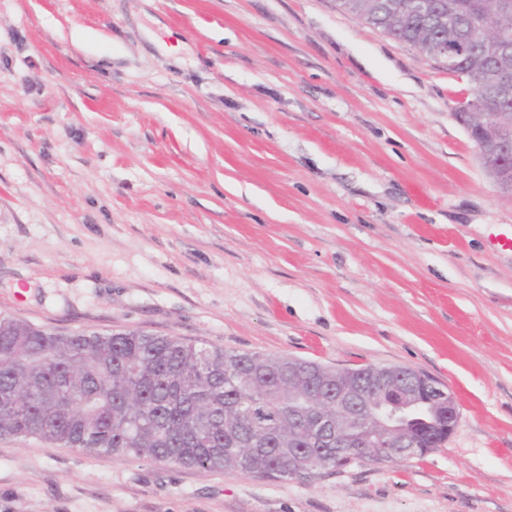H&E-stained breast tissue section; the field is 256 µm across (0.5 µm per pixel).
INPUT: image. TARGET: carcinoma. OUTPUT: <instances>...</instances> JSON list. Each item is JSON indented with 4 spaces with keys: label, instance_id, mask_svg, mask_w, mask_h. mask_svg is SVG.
Returning <instances> with one entry per match:
<instances>
[{
    "label": "carcinoma",
    "instance_id": "obj_1",
    "mask_svg": "<svg viewBox=\"0 0 512 512\" xmlns=\"http://www.w3.org/2000/svg\"><path fill=\"white\" fill-rule=\"evenodd\" d=\"M339 7L421 55L463 38L469 54L448 66L474 96L512 117L497 100L503 74L482 47L512 0H337ZM380 366L335 368L288 356L236 352L139 330L68 333L0 312V439H38L89 457L150 460L211 472L288 480V449H300L309 476L336 461V383ZM445 408L414 411L402 427L421 458L441 447Z\"/></svg>",
    "mask_w": 512,
    "mask_h": 512
}]
</instances>
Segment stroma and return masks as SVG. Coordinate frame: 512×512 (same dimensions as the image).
I'll list each match as a JSON object with an SVG mask.
<instances>
[{
  "label": "stroma",
  "mask_w": 512,
  "mask_h": 512,
  "mask_svg": "<svg viewBox=\"0 0 512 512\" xmlns=\"http://www.w3.org/2000/svg\"><path fill=\"white\" fill-rule=\"evenodd\" d=\"M472 96L336 0H0V312L404 366L460 413L304 482L0 440V512H512V196Z\"/></svg>",
  "instance_id": "obj_1"
}]
</instances>
